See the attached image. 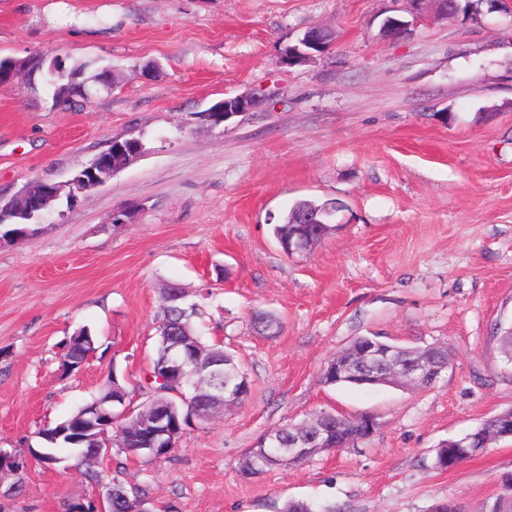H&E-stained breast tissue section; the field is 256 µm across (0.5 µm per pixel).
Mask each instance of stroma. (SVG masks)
<instances>
[{
    "mask_svg": "<svg viewBox=\"0 0 512 512\" xmlns=\"http://www.w3.org/2000/svg\"><path fill=\"white\" fill-rule=\"evenodd\" d=\"M409 0H0V57L41 51L111 67L115 85L60 111L42 84H0V200L33 179L64 182L112 138L143 153L32 237L0 240V451L25 459L23 490L0 482V512H63L95 485L74 461L30 457L44 426L117 377L147 402L162 290L204 310L205 341L235 353L246 401L192 420L169 458L111 454L158 512H484L512 474V438L448 471L442 442L512 409V14L433 17L398 39L385 17ZM312 27L332 29L310 63L282 57ZM260 104L217 126L225 98ZM339 203L305 251L273 234L297 202ZM127 210L124 223H114ZM281 323L256 333L255 311ZM95 350L64 374L80 327ZM447 345L430 387L328 386L325 362L359 336ZM369 415L357 446L246 476V449L318 411Z\"/></svg>",
    "mask_w": 512,
    "mask_h": 512,
    "instance_id": "35a3bbf8",
    "label": "stroma"
}]
</instances>
